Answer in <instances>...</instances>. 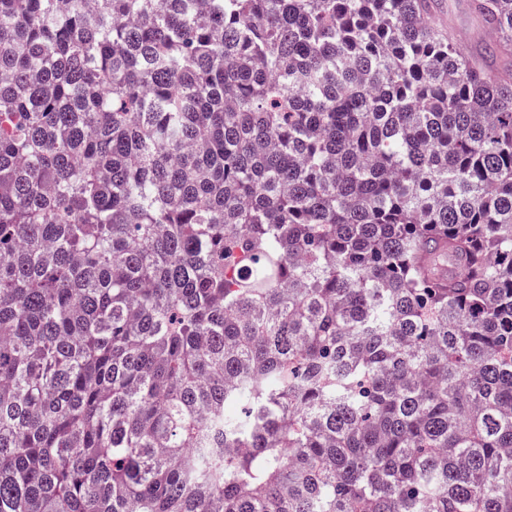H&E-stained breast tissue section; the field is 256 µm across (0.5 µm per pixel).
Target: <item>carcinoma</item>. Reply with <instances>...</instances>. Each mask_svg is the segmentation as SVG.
Masks as SVG:
<instances>
[{
  "mask_svg": "<svg viewBox=\"0 0 512 512\" xmlns=\"http://www.w3.org/2000/svg\"><path fill=\"white\" fill-rule=\"evenodd\" d=\"M0 0V512H512V0ZM434 22L438 28L455 39L480 47L493 46L495 36L483 30L481 23L470 13L468 0H441ZM491 45V46H490Z\"/></svg>",
  "mask_w": 512,
  "mask_h": 512,
  "instance_id": "carcinoma-1",
  "label": "carcinoma"
}]
</instances>
